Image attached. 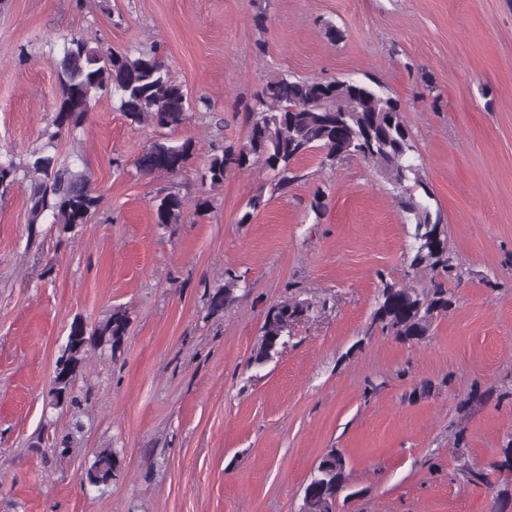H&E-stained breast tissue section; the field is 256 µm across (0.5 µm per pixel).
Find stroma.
Masks as SVG:
<instances>
[{
    "mask_svg": "<svg viewBox=\"0 0 512 512\" xmlns=\"http://www.w3.org/2000/svg\"><path fill=\"white\" fill-rule=\"evenodd\" d=\"M73 37L160 45L207 104L170 131L103 97L60 136L58 161H84L101 197L74 233L29 228L27 184L0 197V512H298L330 448L352 490L335 512H493L512 443V0H0V154L45 144L54 61ZM278 71L372 80L403 109L463 270L424 340L372 324L384 282L421 290L431 275L411 268L414 227L363 161L304 155L299 180L246 224L269 172L201 190ZM168 137L195 144L186 167L140 174L137 158ZM174 187L185 216L157 225L152 204ZM231 274L246 290L210 314ZM292 295L325 310L255 368L265 310ZM117 306L130 317L123 354L89 351L77 404L51 408L72 320L93 327ZM102 448L120 465L100 491L81 475ZM470 468L488 485L467 482Z\"/></svg>",
    "mask_w": 512,
    "mask_h": 512,
    "instance_id": "1",
    "label": "stroma"
}]
</instances>
